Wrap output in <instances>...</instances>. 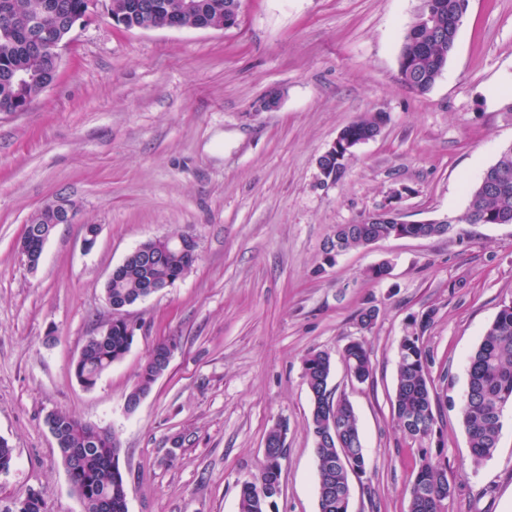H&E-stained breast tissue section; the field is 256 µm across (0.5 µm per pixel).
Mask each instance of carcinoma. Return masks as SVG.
I'll list each match as a JSON object with an SVG mask.
<instances>
[{
	"mask_svg": "<svg viewBox=\"0 0 512 512\" xmlns=\"http://www.w3.org/2000/svg\"><path fill=\"white\" fill-rule=\"evenodd\" d=\"M86 0H0V112H13L28 97H38L42 77L52 71L46 53L37 49L26 31L23 18L34 11L49 25L58 27L67 16L80 14ZM144 0H116L117 8L128 6V19L153 26L167 24L169 11L177 0H149L155 11L142 16L137 7ZM200 11L183 17L189 27H199L215 20L214 5L225 0H199ZM468 9V0H420L415 19L407 29L399 59V80L418 94L427 93L444 72L453 52L457 33ZM23 69L34 73V83L19 87L13 72ZM386 116L367 113L344 127L354 137L379 134ZM465 211L459 224H483L485 219L500 218L512 224V146L504 148L495 161L469 188ZM431 236V224H389L367 217L358 224L336 226L338 251L364 247V241L387 239L399 230ZM190 270L185 255L167 250L163 258L152 260L144 254L129 256L122 274L105 287L112 309L143 298L146 283L172 285ZM434 312H425V321L413 320L401 337L392 404L399 427L415 441L431 439L437 418L431 405L429 353L422 338L433 320ZM134 335L127 324H112L104 336L94 330L85 340L73 365L76 379L93 388L112 364L121 361L131 348ZM172 344L158 342L140 366L137 381L126 394V408L138 403L159 379V358ZM348 373L359 383L373 379L370 351L364 343L351 342L344 352ZM331 358L325 351L308 354L304 375L311 409L307 431L315 439L317 458L319 512H349L350 482L354 475L364 476L367 461L363 452L361 430L352 403L334 397L328 390ZM512 404V306L504 305L486 329L481 342L467 364V386L459 403V416L468 439L471 462L478 466L491 458L497 448L502 416ZM46 425L57 437V449L74 492L84 512H128L127 481L119 464L120 443L111 430L87 424L63 412L46 417ZM284 425L273 426L266 434L264 462L253 483L242 486L239 512H267L270 500L280 491L282 462L286 456ZM418 466L408 488V512H443L444 500L453 489L444 478L440 461L430 448L417 449Z\"/></svg>",
	"mask_w": 512,
	"mask_h": 512,
	"instance_id": "carcinoma-1",
	"label": "carcinoma"
}]
</instances>
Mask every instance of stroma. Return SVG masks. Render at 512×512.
Listing matches in <instances>:
<instances>
[{
  "label": "stroma",
  "mask_w": 512,
  "mask_h": 512,
  "mask_svg": "<svg viewBox=\"0 0 512 512\" xmlns=\"http://www.w3.org/2000/svg\"><path fill=\"white\" fill-rule=\"evenodd\" d=\"M419 0H242L230 29L125 30L99 0L64 50L56 83L24 112L0 113V512L39 492L50 512H83L45 424L53 411L112 430L128 512H238L239 492L287 425L281 492L268 512H319L304 359L330 354V386L359 418L368 473L349 512H408L417 445L391 400L397 345L433 311L431 448L454 488L446 512H512V408L480 466L449 399L469 355L512 302V224H460L432 238H389L340 254L337 225L385 205L402 220L452 217L512 145V0H469L442 76L423 95L398 79ZM276 94L275 109L258 104ZM382 112L337 180L319 157L345 126ZM64 197L36 270L19 243L30 216ZM100 229L92 250L84 227ZM193 234L199 259L173 287L130 306L134 342L88 390L71 366L111 316L104 285L140 243ZM389 262L380 280L368 267ZM374 307L370 329L358 323ZM162 339L178 344L136 411L125 394ZM366 344L372 382L343 358ZM182 439L174 447V439ZM40 210L51 216L52 224L56 227L58 224L70 223L71 216L76 211V206L69 199L59 197L45 203Z\"/></svg>",
  "instance_id": "obj_1"
}]
</instances>
